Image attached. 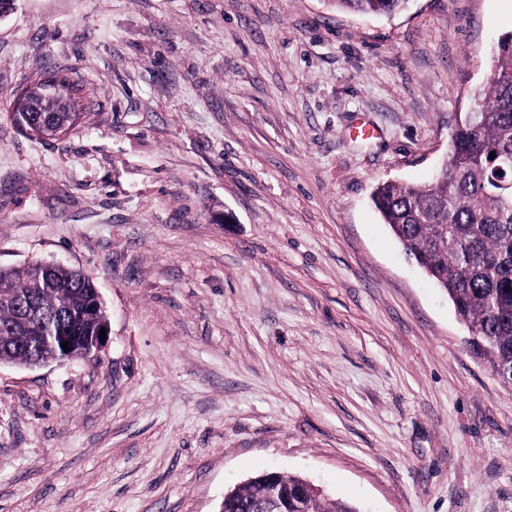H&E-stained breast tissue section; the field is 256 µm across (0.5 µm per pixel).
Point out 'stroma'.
Here are the masks:
<instances>
[{
    "instance_id": "stroma-1",
    "label": "stroma",
    "mask_w": 512,
    "mask_h": 512,
    "mask_svg": "<svg viewBox=\"0 0 512 512\" xmlns=\"http://www.w3.org/2000/svg\"><path fill=\"white\" fill-rule=\"evenodd\" d=\"M510 30L512 0H16L0 267L87 272L108 336L0 364V512H218L270 470L512 512V387L371 202L432 175ZM38 73L90 98L57 141L11 112ZM340 10L364 15H393L401 11L408 0H331Z\"/></svg>"
}]
</instances>
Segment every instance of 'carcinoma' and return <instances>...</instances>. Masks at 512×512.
I'll use <instances>...</instances> for the list:
<instances>
[{"label": "carcinoma", "mask_w": 512, "mask_h": 512, "mask_svg": "<svg viewBox=\"0 0 512 512\" xmlns=\"http://www.w3.org/2000/svg\"><path fill=\"white\" fill-rule=\"evenodd\" d=\"M347 12L393 15L408 0H331ZM487 83L474 95L475 109L457 122L448 145V164L419 185L383 182L371 200L406 255L445 290L459 320L480 328L486 361L504 385L512 386V164L499 170L490 154L512 159V31L496 49ZM31 105L27 126L38 137L68 134L87 118L68 95L49 99L43 83L26 88ZM95 284L83 272L34 261L0 268V361L25 365L54 356L43 340L59 332L90 334L107 322L106 309L83 313ZM302 478L262 473L235 489L224 512H271L275 491L293 494ZM292 512H356L341 499L321 493L296 499Z\"/></svg>", "instance_id": "cac0c4a2"}]
</instances>
